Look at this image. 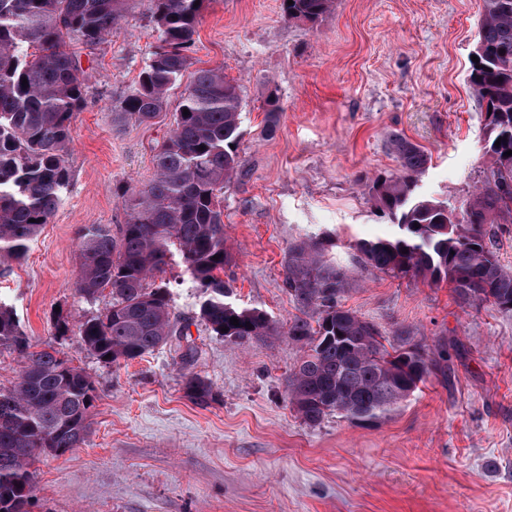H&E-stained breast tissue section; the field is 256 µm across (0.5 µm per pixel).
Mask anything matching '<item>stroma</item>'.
Listing matches in <instances>:
<instances>
[{"instance_id":"1","label":"stroma","mask_w":512,"mask_h":512,"mask_svg":"<svg viewBox=\"0 0 512 512\" xmlns=\"http://www.w3.org/2000/svg\"><path fill=\"white\" fill-rule=\"evenodd\" d=\"M482 10L483 0H335L315 24L285 18L281 0H208L202 12L193 66L223 68L244 103L245 174L224 188L233 301L287 323L288 250L324 237L352 276L343 305L385 333L410 330L439 357L389 418L312 427L286 394L300 344L213 336L182 265L165 274L171 317L186 327L171 344L105 364L77 333H55L57 314L79 320L107 304L75 287L78 230L126 223L114 190L152 180L174 121L169 110L150 125L115 117L158 36L150 0H130L119 29L82 58L92 78L63 200L26 257L0 265V301L25 334L97 390L85 443L36 455L31 512H512V312L461 306L443 282L365 270L354 249L393 230L368 193L398 168L393 135L430 157L420 194L458 205L478 184L487 133L467 75ZM272 93L281 112L269 137ZM187 368L211 382L209 405L185 397Z\"/></svg>"}]
</instances>
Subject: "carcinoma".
<instances>
[{
    "mask_svg": "<svg viewBox=\"0 0 512 512\" xmlns=\"http://www.w3.org/2000/svg\"><path fill=\"white\" fill-rule=\"evenodd\" d=\"M129 0H0V262L23 258L58 208L70 180L72 121L86 102L91 74L70 51L95 49L112 35ZM158 43L138 87L119 111L141 123L157 118L169 92L192 65L190 52L206 0H151ZM334 0H282L284 17L315 24ZM468 84L489 136L490 165L462 205L416 193L428 156L395 135V172L376 177L369 193L396 226L389 236L355 244L367 269L396 277L448 283L462 305L490 304L512 312V269L501 264L488 224H512V0H483ZM27 86H22V79ZM189 110L183 114V110ZM239 85L221 69H198L181 93L174 128L154 154L156 176L144 189H116L127 210L118 233L106 224L80 228L76 288L93 301L109 291L99 312L77 322L78 336L98 361L142 358L184 335L171 319L167 267H185L200 292L199 317L215 336L242 340L287 335L305 347L288 378V397L303 421L330 414L357 423L391 415L418 389L433 359L405 330L393 341L377 325L340 303L349 270L328 257L329 242L294 244L284 283L298 314L287 330L267 314L230 300L224 267V185L240 176L244 159ZM265 134L275 133L281 108L268 96ZM500 145H495L496 140ZM219 259H214V256ZM317 315L310 321V314ZM239 325L230 324V318ZM228 331L223 332L221 328ZM0 346L23 359L20 379L0 385V512H29L34 449L63 454L82 445L96 388L48 343L37 350L0 302ZM190 401L206 405L213 387L182 374Z\"/></svg>",
    "mask_w": 512,
    "mask_h": 512,
    "instance_id": "1",
    "label": "carcinoma"
}]
</instances>
